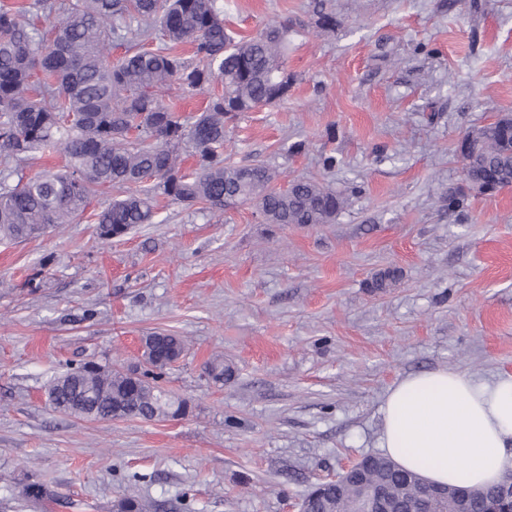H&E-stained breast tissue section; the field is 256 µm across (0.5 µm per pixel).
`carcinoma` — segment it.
<instances>
[{
	"mask_svg": "<svg viewBox=\"0 0 512 512\" xmlns=\"http://www.w3.org/2000/svg\"><path fill=\"white\" fill-rule=\"evenodd\" d=\"M324 28L336 26L325 0H315ZM136 24L127 38L115 17ZM51 24L52 40L40 45L31 19ZM288 26L237 39L224 27L217 0H0V153L12 174L46 152L66 161L57 172H39L16 185L0 179V237L27 240L56 224H68L100 187L137 185L98 214L100 237L110 240L139 224H153L157 197L215 211L253 201L267 224H331L345 199L312 179L272 186L269 167L224 162V122L240 112L272 106L288 95ZM122 41L125 55L109 61L103 49ZM224 85L199 114L182 118L164 102L171 85L194 97ZM481 142L463 163L465 180L493 191L512 187V117L480 128ZM185 145L196 168L181 174L175 147ZM185 351L179 336L153 333L144 339L143 369L89 362L49 381L47 400L57 411L94 421L154 420L185 412L186 403L159 386L164 371ZM208 374L222 383L232 376L220 359ZM381 482L398 512H432L419 474L375 457ZM351 498L339 480L315 484L303 498L308 512H332ZM147 500L125 498L120 512H156ZM467 512H512V498L499 486L483 488Z\"/></svg>",
	"mask_w": 512,
	"mask_h": 512,
	"instance_id": "obj_1",
	"label": "carcinoma"
}]
</instances>
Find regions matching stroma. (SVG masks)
Segmentation results:
<instances>
[{"label": "stroma", "mask_w": 512, "mask_h": 512, "mask_svg": "<svg viewBox=\"0 0 512 512\" xmlns=\"http://www.w3.org/2000/svg\"><path fill=\"white\" fill-rule=\"evenodd\" d=\"M248 37L287 24V97L224 128V155L277 187L311 178L346 199L334 223L266 224L158 199L155 223L111 241L102 187L70 224L0 241V512H298L315 483L380 454L403 377L512 375V187L472 188L468 131L512 115V0H219ZM336 168H322V155ZM466 196L449 211L448 195ZM398 280L377 290L376 273ZM189 349L162 387L186 415L91 421L47 382L88 360L133 366L142 338ZM234 370L216 383L206 367ZM43 483L55 505L25 496Z\"/></svg>", "instance_id": "stroma-1"}]
</instances>
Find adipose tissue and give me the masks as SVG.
Listing matches in <instances>:
<instances>
[{
	"instance_id": "1",
	"label": "adipose tissue",
	"mask_w": 512,
	"mask_h": 512,
	"mask_svg": "<svg viewBox=\"0 0 512 512\" xmlns=\"http://www.w3.org/2000/svg\"><path fill=\"white\" fill-rule=\"evenodd\" d=\"M382 412V447L429 483L485 487L512 473V377L413 374L390 389Z\"/></svg>"
}]
</instances>
